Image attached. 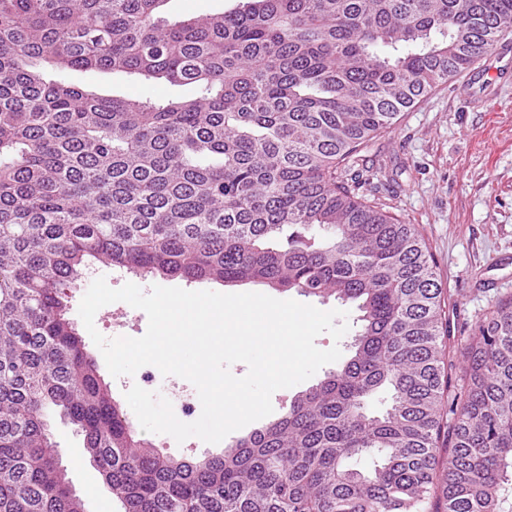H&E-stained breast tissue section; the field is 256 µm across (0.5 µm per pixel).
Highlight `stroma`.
Returning a JSON list of instances; mask_svg holds the SVG:
<instances>
[{"instance_id": "stroma-1", "label": "stroma", "mask_w": 512, "mask_h": 512, "mask_svg": "<svg viewBox=\"0 0 512 512\" xmlns=\"http://www.w3.org/2000/svg\"><path fill=\"white\" fill-rule=\"evenodd\" d=\"M512 54L492 50L468 70L439 85L411 108L400 112L392 129L377 135L356 156L358 167L373 176L365 195L377 206L415 224L436 265L449 299L453 331L470 330L491 302L512 297ZM46 79L65 78L105 96L160 99L195 95L192 85L147 83L134 75L70 71L58 74L43 66ZM483 95L486 106L473 108L470 98ZM111 287L131 282L150 291L153 286L220 293L258 292L273 298L305 299L321 310L342 308L355 321V304L335 299L301 297L257 281L227 284L190 282L182 278H144L100 266L69 290L71 321H79L80 302L94 277ZM52 437L84 512H120L121 505L89 459L80 432L60 415L50 417ZM230 433L220 443L191 437L183 443L166 434L139 431L138 436L163 455L189 460L223 455L243 438Z\"/></svg>"}]
</instances>
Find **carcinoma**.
<instances>
[{
	"label": "carcinoma",
	"mask_w": 512,
	"mask_h": 512,
	"mask_svg": "<svg viewBox=\"0 0 512 512\" xmlns=\"http://www.w3.org/2000/svg\"><path fill=\"white\" fill-rule=\"evenodd\" d=\"M0 0V512H75L55 411L123 512H503L512 298L453 335L415 225L341 181L362 147L512 29V0ZM59 69L193 85L104 98ZM356 304L336 371L202 467L159 454L69 318L96 264ZM467 365L458 368L456 353ZM238 0H169L161 17L169 22L181 21L202 14L223 13L234 7Z\"/></svg>",
	"instance_id": "obj_1"
}]
</instances>
